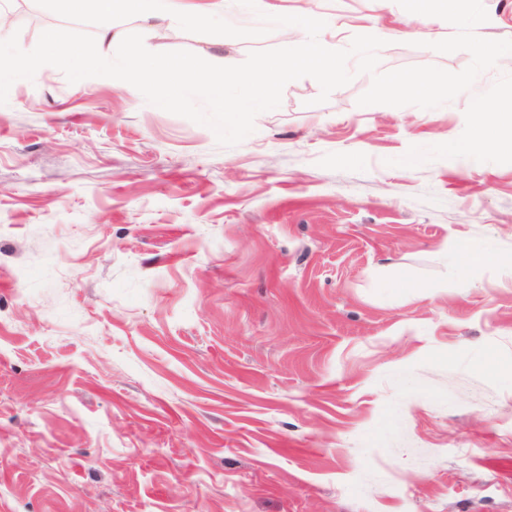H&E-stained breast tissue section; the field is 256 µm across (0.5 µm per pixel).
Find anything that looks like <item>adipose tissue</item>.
Masks as SVG:
<instances>
[{
  "mask_svg": "<svg viewBox=\"0 0 512 512\" xmlns=\"http://www.w3.org/2000/svg\"><path fill=\"white\" fill-rule=\"evenodd\" d=\"M54 8L61 13L75 14L90 12L102 18L131 16L139 20L145 31L155 33L164 24L177 18L187 23L206 25L212 20L209 13L182 16L177 0H52ZM475 112L480 118L476 140L487 146L512 149V116L488 111L483 104H476Z\"/></svg>",
  "mask_w": 512,
  "mask_h": 512,
  "instance_id": "ef3b65f1",
  "label": "adipose tissue"
}]
</instances>
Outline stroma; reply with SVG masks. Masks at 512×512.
<instances>
[{
	"mask_svg": "<svg viewBox=\"0 0 512 512\" xmlns=\"http://www.w3.org/2000/svg\"><path fill=\"white\" fill-rule=\"evenodd\" d=\"M347 48L396 0H274ZM32 50L217 65L280 47L157 34L0 0ZM389 38L378 72L468 52ZM114 41H102L104 29ZM283 89L240 144L107 77L52 66L0 105V512H512V151L474 149V101L512 113V54L433 109ZM489 258L461 271L458 243ZM406 277L408 288L393 286Z\"/></svg>",
	"mask_w": 512,
	"mask_h": 512,
	"instance_id": "stroma-1",
	"label": "stroma"
}]
</instances>
